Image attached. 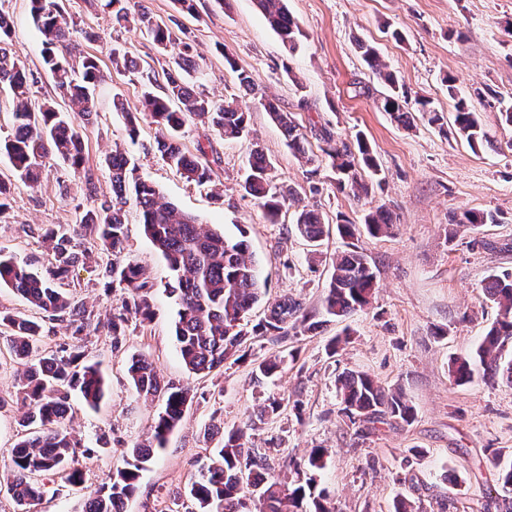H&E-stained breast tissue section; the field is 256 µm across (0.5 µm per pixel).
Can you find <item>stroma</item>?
<instances>
[{"label": "stroma", "instance_id": "1", "mask_svg": "<svg viewBox=\"0 0 512 512\" xmlns=\"http://www.w3.org/2000/svg\"><path fill=\"white\" fill-rule=\"evenodd\" d=\"M144 3L155 19L185 29L198 65L187 81L214 102L237 98L250 114V134L226 141L194 121L183 128L184 149L208 144L221 157L214 168L223 189L218 200L161 159L154 125L141 122L137 143H130L126 119L113 112L112 98L120 96L136 113L145 87L138 74L115 69L109 53L118 47L150 66L158 95L170 55L136 28L113 27L93 0H63L77 27L95 32L94 40L81 38L77 44L82 54L98 58L106 74L95 92V112L83 126L99 194L111 191L105 154L128 150L138 175L163 200L226 235L245 234L267 285L265 304L288 295L315 316L322 313L332 260L345 245L332 233L312 248L296 232L290 207L283 208L278 223L265 219L241 188L252 145L260 144L273 159L276 183L297 187L326 222L341 216L357 224L369 208L382 205L391 211L395 228L387 236L358 240L376 274L377 291L368 308L282 341L248 339L245 361L226 360L198 378L189 374L175 346V307L164 291L166 262L145 236L136 207H129L125 253L146 268L154 284V315L130 326L120 348H113L109 337H89L87 359L98 363L107 388L97 408L74 405V432L90 449L84 482L71 486L54 480L57 495L32 505L30 512H82L120 466L124 451L146 437L161 403L139 399L128 380V362L138 354L149 356L166 380L189 388L194 400L165 449L141 472L124 512H150L156 502L183 492L207 461L205 427L241 426L270 398L282 400L283 408L257 424L254 444L266 447L277 473L302 461L312 448L327 449L317 486L329 492L335 512H394L400 495L414 502L416 512H473L479 504L484 512H505L498 465L490 458L496 454L499 465L512 463V385H490L478 377L458 385L448 365L473 353L495 319L497 307L486 298L482 281L512 270V127L500 121L501 108L512 105V0H288L303 31L293 52L253 0H195L190 14L176 0ZM8 8L14 18L11 49L35 78L31 100L56 97L29 0H9ZM362 42L378 49L409 100L429 98L447 118L454 102L445 80L454 78L460 96L481 113L493 147L471 148L422 118L409 129L391 121L377 107L386 88L363 62ZM228 55L300 124L311 121L344 138L365 135L381 169V181L367 199L339 191L328 163L314 170L289 150L257 99L240 93L233 70L224 65ZM12 181L9 207L0 215V248L38 268L46 263L47 250L40 239L26 235L25 225L75 223L94 201L80 174L60 161L47 169L40 186ZM466 209L493 214L496 221L479 228L454 223V214ZM73 278L88 309L98 313L116 303L117 294L105 292L95 265L76 267ZM291 351L295 359L275 381L255 382L257 362ZM347 370L401 389L414 409L413 421L361 437L339 411L336 379ZM16 393L12 369L0 370V396L9 402L0 411V467L19 437L24 408L16 404Z\"/></svg>", "mask_w": 512, "mask_h": 512}]
</instances>
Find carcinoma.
Returning a JSON list of instances; mask_svg holds the SVG:
<instances>
[{"label":"carcinoma","mask_w":512,"mask_h":512,"mask_svg":"<svg viewBox=\"0 0 512 512\" xmlns=\"http://www.w3.org/2000/svg\"><path fill=\"white\" fill-rule=\"evenodd\" d=\"M287 0H256L269 26L276 31L288 51L299 45L303 32L293 20ZM101 8L112 17V25L125 27L134 23L150 35L162 49L181 45L173 57L176 68L195 66L192 45L157 22L140 0H100ZM30 16L43 37L42 57L45 68L53 76L56 87L69 110L62 112L53 101L34 103L29 98V72L23 62L10 54L6 45L12 33V18L0 2V85L6 86L13 98L12 133L0 140V154L8 158L13 172L24 182L37 184L52 161H61L82 173L90 197L97 196L94 170L86 165L85 144L80 120L88 119L95 107L94 91L104 75L93 57H82L80 70L72 58V34L76 24L69 20L59 0H31ZM367 68L390 87L380 109L399 125H411L414 117L407 108L406 95L397 90V79L381 60L378 51L360 45ZM225 64L237 73L239 88L257 94L251 76L237 67L233 56L224 54ZM112 63L141 73L139 62L127 53L112 49ZM448 96L455 99L453 127L475 148L493 145L480 113L456 93L455 80L447 79ZM270 119L284 132L287 146L309 164L324 158L336 171L337 187L357 198L369 194L355 166L360 155L364 166L378 167L367 142L360 135L355 142L323 129L320 140L322 156L309 152L308 140L291 112L260 98ZM419 111L428 122L444 129V116L432 109L426 98L417 100ZM141 112L156 126V149L162 159L187 183L210 186L213 161L202 146L196 152L182 148L179 136L188 120H198L211 127L225 140L249 135L248 114L234 102L217 105L197 93L190 83L177 74H169L164 94L158 96L147 89L143 93ZM112 173V194L103 196L86 211L77 224L28 227L25 233L45 244L48 264L41 271L31 267L0 248V287L7 286L29 307L40 312L39 319L24 314L0 311V339H6L8 362L18 377L19 399L26 412L19 422L22 428L14 444L7 474V490L14 502L24 507L42 499L47 493L45 477L58 475L65 482H83V466L78 452L81 441L68 431L74 410L72 395L77 394L89 407L97 406L105 396V381L96 365L85 361L84 341L90 334L108 336L112 348L121 346L131 323L149 319L154 284L145 269L124 256L126 206L133 202L139 209L144 234L166 260L172 273L165 291L177 305L174 337L176 349L186 369L205 377L224 362L243 343L244 337L312 333L319 323L305 312L302 303L288 297L272 304L269 314L247 331L243 321L261 300L265 284L244 237H231L205 228L199 220L170 202L161 200L155 188L136 175V165L124 150L115 149L104 159ZM274 163L260 146H255L248 159V174L242 188L274 222L287 203L297 205L295 226L309 242L320 245L326 233L322 214L302 202L300 194L274 183ZM457 224L477 227L494 222L490 214L464 210L454 216ZM393 227L391 212L383 205L371 209L362 225L345 218L336 220V232L353 240L366 231L377 237ZM110 256L103 277L105 287L121 291L120 303L104 316L94 314L84 303L64 291L62 285L77 263L99 262ZM484 293L498 306L496 320L475 350L466 357L451 360L449 375L458 384L471 381L474 366L482 370L487 383L500 380L512 384V361L501 362V349L512 340V272L491 275L481 284ZM376 290V277L366 254L351 243L336 255L333 271L322 300V313L345 318L369 306ZM63 324L68 341L56 348L42 344L44 325ZM284 359H264L255 373L264 378L277 375ZM136 393L145 398H161L163 409L150 426L146 442L133 445L123 463L103 483L86 504L83 512H116L136 489L139 473L146 469L155 454L165 448L169 435L183 418L193 398L188 389L167 381L145 355H134L127 368ZM337 392L342 414L353 424L362 426L363 435L377 430L376 424L394 420L409 424L414 419L413 407L401 391L383 388L370 375L348 371L337 378ZM325 467V451L313 448L304 462L294 464L296 474L311 473L305 479L286 480L271 472L267 454L255 447L243 428L223 433L210 449L208 462L189 479L184 495L193 505L189 512H334L329 495L319 490L312 473Z\"/></svg>","instance_id":"obj_1"}]
</instances>
